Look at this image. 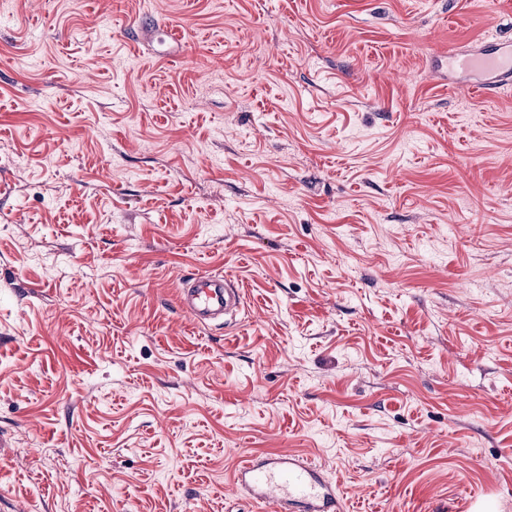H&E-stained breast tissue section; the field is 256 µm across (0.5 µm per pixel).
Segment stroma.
Returning a JSON list of instances; mask_svg holds the SVG:
<instances>
[{
  "instance_id": "obj_1",
  "label": "stroma",
  "mask_w": 512,
  "mask_h": 512,
  "mask_svg": "<svg viewBox=\"0 0 512 512\" xmlns=\"http://www.w3.org/2000/svg\"><path fill=\"white\" fill-rule=\"evenodd\" d=\"M178 27L156 55L153 24ZM512 0H0V512H512ZM245 292L196 326L184 281ZM448 69L470 70L483 77V82L471 85L473 93L487 92L495 84L512 81L511 42L507 49L482 50L474 54L448 55ZM233 484L255 503H274L277 511H343L336 485L324 477L322 469L290 451L247 457L238 465Z\"/></svg>"
}]
</instances>
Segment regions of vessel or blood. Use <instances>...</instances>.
I'll use <instances>...</instances> for the list:
<instances>
[{"instance_id": "vessel-or-blood-1", "label": "vessel or blood", "mask_w": 512, "mask_h": 512, "mask_svg": "<svg viewBox=\"0 0 512 512\" xmlns=\"http://www.w3.org/2000/svg\"><path fill=\"white\" fill-rule=\"evenodd\" d=\"M452 70H470L481 80L472 92L489 90L512 81V49L482 50L448 56ZM180 304L192 320L236 321L244 307L243 290L232 277L213 273L198 277L180 293ZM235 490L248 493L253 502L275 504L279 512H341L334 483L309 458L283 451L268 456H250L238 465Z\"/></svg>"}]
</instances>
